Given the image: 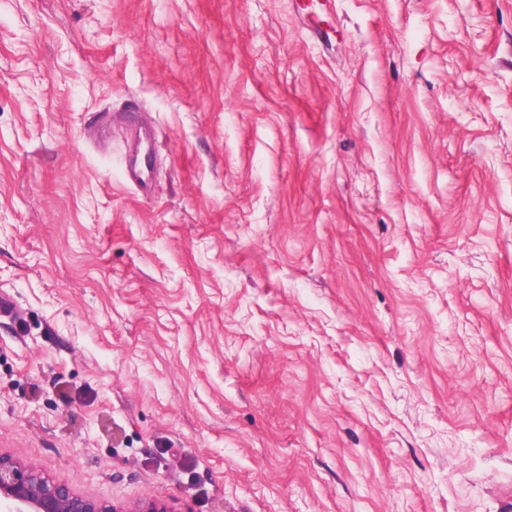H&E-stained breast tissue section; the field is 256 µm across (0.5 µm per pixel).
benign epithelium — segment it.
<instances>
[{
    "mask_svg": "<svg viewBox=\"0 0 512 512\" xmlns=\"http://www.w3.org/2000/svg\"><path fill=\"white\" fill-rule=\"evenodd\" d=\"M0 512H112L31 464L0 456Z\"/></svg>",
    "mask_w": 512,
    "mask_h": 512,
    "instance_id": "1",
    "label": "benign epithelium"
}]
</instances>
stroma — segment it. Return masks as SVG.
Segmentation results:
<instances>
[{
  "mask_svg": "<svg viewBox=\"0 0 512 512\" xmlns=\"http://www.w3.org/2000/svg\"><path fill=\"white\" fill-rule=\"evenodd\" d=\"M1 292L118 512H508L512 0H0Z\"/></svg>",
  "mask_w": 512,
  "mask_h": 512,
  "instance_id": "35a3bbf8",
  "label": "stroma"
}]
</instances>
